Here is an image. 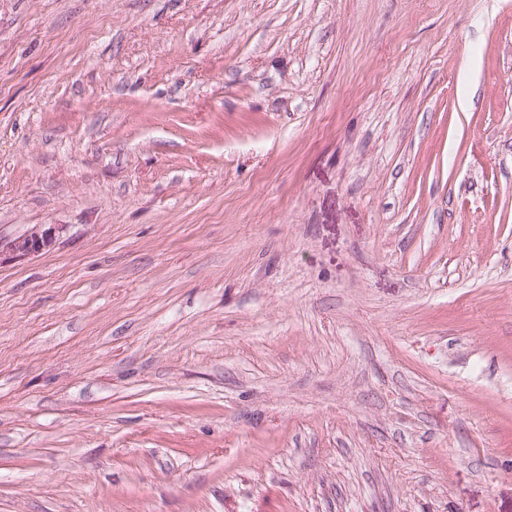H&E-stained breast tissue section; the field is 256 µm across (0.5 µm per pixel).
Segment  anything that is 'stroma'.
Returning a JSON list of instances; mask_svg holds the SVG:
<instances>
[{
    "label": "stroma",
    "mask_w": 512,
    "mask_h": 512,
    "mask_svg": "<svg viewBox=\"0 0 512 512\" xmlns=\"http://www.w3.org/2000/svg\"><path fill=\"white\" fill-rule=\"evenodd\" d=\"M0 512H512V0H0ZM66 227L62 224L38 225L27 234L2 243L0 239V255L4 250L16 257H28L50 250Z\"/></svg>",
    "instance_id": "stroma-1"
}]
</instances>
